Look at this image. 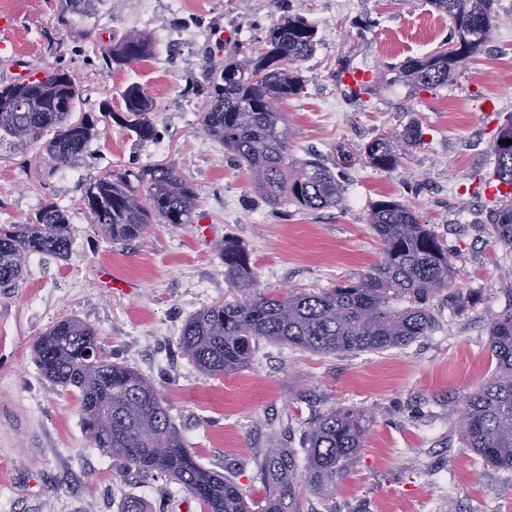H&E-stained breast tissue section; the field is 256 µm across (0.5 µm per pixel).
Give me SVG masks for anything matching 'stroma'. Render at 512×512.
<instances>
[{
    "label": "stroma",
    "instance_id": "1",
    "mask_svg": "<svg viewBox=\"0 0 512 512\" xmlns=\"http://www.w3.org/2000/svg\"><path fill=\"white\" fill-rule=\"evenodd\" d=\"M60 13V0H18L0 37L37 68L72 72L73 119L97 114L106 99L121 109L129 84L147 89L159 141L141 142L99 116L91 156L116 169L132 158L172 165L197 184L201 202L179 229L154 224L115 244L91 222L81 171H57L42 143L0 139V225L23 223L50 200L74 227L68 259L32 257L18 287L0 288V512H121L132 496L153 512H202L170 478L122 469L93 448L78 394L40 375L34 343L67 316L96 328L107 360L154 384L197 461L238 483L251 507L270 494L260 474L266 449L299 447L311 419L346 408L369 420L360 458L331 497L299 487L302 512H512V472L478 462L448 415L493 379L490 327L512 309V250L497 240L488 221L494 202L480 187L493 175L497 129L512 115V0H497L492 37L456 82L414 95L383 78L358 99L338 78L339 61L373 72L433 53L449 21L429 0H156L149 18L139 0H100L84 18L64 23ZM285 14L318 30L312 56L298 66L301 90L281 105L291 157L322 156L345 188L337 207H270L246 166L200 131L204 102L186 92L187 79L203 75L205 47L224 40L250 51ZM130 30L152 33L155 56L100 70V47ZM486 99L495 102L490 117L477 110ZM411 123L421 125L423 143L405 149L399 168L367 164L365 144ZM386 197L415 210L443 241L464 307L437 302L426 335L383 352L318 354L262 340L247 367L224 376L184 356L185 321L235 296L216 251L225 235L248 249L261 290L332 288L380 259L367 219ZM103 268L126 291L103 288Z\"/></svg>",
    "mask_w": 512,
    "mask_h": 512
}]
</instances>
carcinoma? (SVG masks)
<instances>
[{
  "label": "carcinoma",
  "mask_w": 512,
  "mask_h": 512,
  "mask_svg": "<svg viewBox=\"0 0 512 512\" xmlns=\"http://www.w3.org/2000/svg\"><path fill=\"white\" fill-rule=\"evenodd\" d=\"M452 21L449 40L463 47L451 56L430 54L384 66L391 81L414 91H435L455 81L492 36L495 0H431ZM317 43L315 24L303 16L284 15L245 62L238 49L225 46L224 62L213 66L191 91L206 98L201 131L224 146L251 172L254 188L267 202L288 198L300 208L336 207L344 186L319 159L298 166L288 162V124L280 104L298 94L300 78L292 66L308 59ZM155 55L152 37L131 31L112 37L100 53L110 71ZM75 79L64 67L42 70L26 82L0 84V137L21 144L44 141L59 169L86 166L96 121L89 114L71 121ZM123 112L110 101L99 109L141 141L158 131L151 121L155 101L140 85L122 92ZM420 125L381 133L364 147L366 162L380 170L400 165L403 146L422 144ZM512 118L500 125L494 146V175L512 185ZM145 190L144 198L136 190ZM200 202L198 185L172 166L142 165L86 178L84 203L93 223L114 243L138 239L152 224L177 228L187 223ZM498 240L512 248V204L502 199L489 210ZM368 223L382 241V259L361 279L319 292L266 293L258 289L248 250L226 237L218 248L224 275L240 298L193 314L181 331L184 354L214 376L246 367L261 338L317 353L387 350L426 334L434 302L452 291L454 269L448 249L415 211L395 200L373 205ZM73 240L67 211L44 204L24 224L0 226V287L14 288L33 255L68 257ZM99 336L77 318L57 321L41 336L35 361L43 378L78 393L82 426L93 447L108 458L145 473L169 477L203 506L204 512H251L242 488L203 467L171 422L155 386L133 368L101 357ZM494 379L461 400L459 433L465 447L485 464L512 471V311L496 317L490 328ZM369 427L357 411L334 409L310 423L305 445L266 450L260 466L271 487L263 512H300L297 488L303 483L328 496L356 464ZM166 451L158 453L154 442Z\"/></svg>",
  "instance_id": "obj_1"
}]
</instances>
